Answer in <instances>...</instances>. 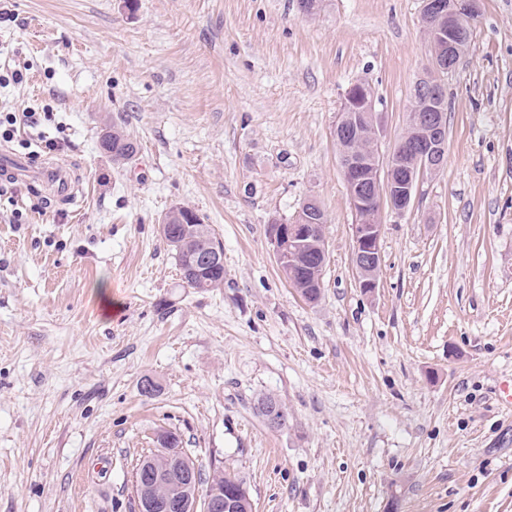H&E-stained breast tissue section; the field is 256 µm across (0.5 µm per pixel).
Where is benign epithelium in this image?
I'll list each match as a JSON object with an SVG mask.
<instances>
[{
    "label": "benign epithelium",
    "instance_id": "obj_1",
    "mask_svg": "<svg viewBox=\"0 0 512 512\" xmlns=\"http://www.w3.org/2000/svg\"><path fill=\"white\" fill-rule=\"evenodd\" d=\"M478 11L477 0H426L423 23L432 40L442 42L448 54L439 58L432 54L433 68L453 71L464 47L458 40L465 18ZM413 94L426 95L425 107L446 97L444 86H425L416 81ZM414 124L422 138L409 142L399 139L386 165L366 170V162L354 154H345L341 171L346 183L356 222L352 225V256L358 288L372 294L379 286V269L384 234L382 212H407L414 203L419 183L443 170L446 161L448 128L440 112H414ZM380 138L381 122L375 112L337 114L333 136L337 142L356 141L366 132ZM310 215L307 224H277L271 232V244L277 264H288V270L303 274L308 270L307 254L318 258V269L326 265L325 225L321 207L307 199ZM160 450L145 456L134 476L140 512H235L240 493L225 497L219 491L202 490L194 480L193 459L176 446L175 436L160 433L156 437Z\"/></svg>",
    "mask_w": 512,
    "mask_h": 512
}]
</instances>
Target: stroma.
Here are the masks:
<instances>
[{
  "mask_svg": "<svg viewBox=\"0 0 512 512\" xmlns=\"http://www.w3.org/2000/svg\"><path fill=\"white\" fill-rule=\"evenodd\" d=\"M422 6L0 0V114L53 115L0 150L54 139L47 162L80 174L68 206L0 179V512H139L159 431L255 512H512V0H480L444 78L446 166L384 212L374 294L352 263L333 125L369 84L389 156L431 65ZM115 123L138 146L121 165L100 146ZM311 197L313 304L269 237ZM180 204L222 243L223 288L183 287L159 234Z\"/></svg>",
  "mask_w": 512,
  "mask_h": 512,
  "instance_id": "1",
  "label": "stroma"
}]
</instances>
